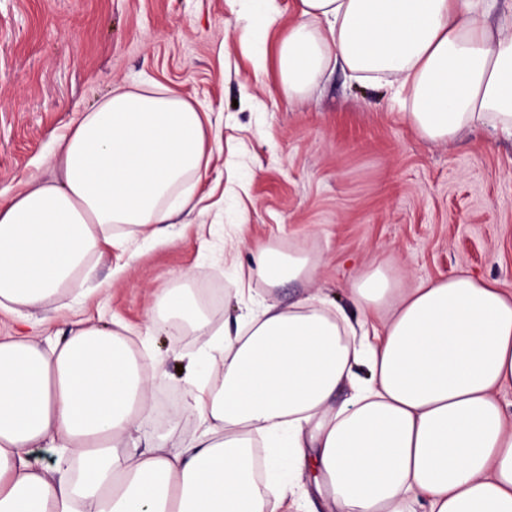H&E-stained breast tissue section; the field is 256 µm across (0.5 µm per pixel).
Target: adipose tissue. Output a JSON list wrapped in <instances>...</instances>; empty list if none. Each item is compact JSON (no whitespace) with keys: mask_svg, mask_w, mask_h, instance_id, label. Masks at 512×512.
<instances>
[{"mask_svg":"<svg viewBox=\"0 0 512 512\" xmlns=\"http://www.w3.org/2000/svg\"><path fill=\"white\" fill-rule=\"evenodd\" d=\"M294 9L272 54L253 57L286 100L341 68L387 88L423 139L512 137V0ZM56 145L62 180L0 200V311L65 310L105 248L162 237L194 209L187 185L212 153L201 112L158 85L112 89ZM314 272L261 248L237 292ZM352 295L356 327L317 297L263 301L218 326L190 289L157 294L153 319L191 328L211 373L189 378L182 406L199 435L172 448L138 438L157 370L122 330L81 320L54 340L0 336V512H280L309 468L330 512H512V416L498 398L512 390V291L459 273L403 293L376 268ZM42 448L53 466L38 463Z\"/></svg>","mask_w":512,"mask_h":512,"instance_id":"ef3b65f1","label":"adipose tissue"}]
</instances>
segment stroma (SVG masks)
Segmentation results:
<instances>
[{
	"instance_id": "obj_1",
	"label": "stroma",
	"mask_w": 512,
	"mask_h": 512,
	"mask_svg": "<svg viewBox=\"0 0 512 512\" xmlns=\"http://www.w3.org/2000/svg\"><path fill=\"white\" fill-rule=\"evenodd\" d=\"M245 29L262 41L245 0H0L1 196L33 177L60 179L55 135L112 86L159 83L209 116L197 209L173 216L167 241H136L125 261L105 257L78 285L87 299L39 328L64 336L78 320L123 323L134 350L161 367L157 404L187 394L201 341L148 329L153 293L192 273L199 300L220 290L212 320L234 321L253 304L236 297L237 276L262 245L316 266L273 300L314 295L355 321L352 282L372 264L399 288L465 272L512 290V139L488 127L451 146L420 138L387 89L340 69L286 101L273 73L239 49ZM246 93L247 109L236 104ZM105 279L103 296L95 288Z\"/></svg>"
}]
</instances>
